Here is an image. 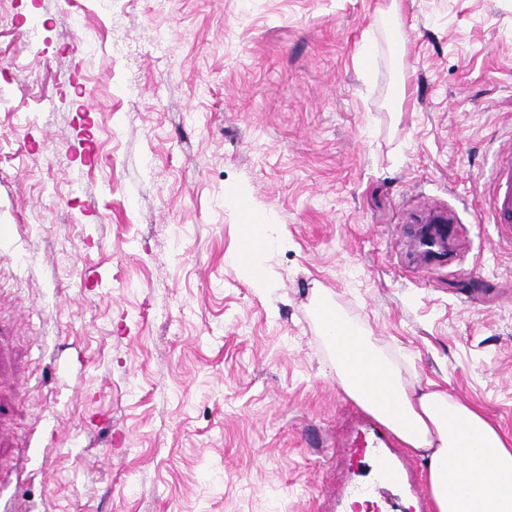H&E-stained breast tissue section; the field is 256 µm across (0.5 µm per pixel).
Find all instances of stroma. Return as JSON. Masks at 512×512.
<instances>
[{"label": "stroma", "mask_w": 512, "mask_h": 512, "mask_svg": "<svg viewBox=\"0 0 512 512\" xmlns=\"http://www.w3.org/2000/svg\"><path fill=\"white\" fill-rule=\"evenodd\" d=\"M9 7L5 504L334 512L330 489L370 471L336 445L354 402L322 296L408 383L512 437V244L480 199L512 137V0ZM435 206L455 258L410 262ZM252 217L282 233L264 293L228 260Z\"/></svg>", "instance_id": "35a3bbf8"}]
</instances>
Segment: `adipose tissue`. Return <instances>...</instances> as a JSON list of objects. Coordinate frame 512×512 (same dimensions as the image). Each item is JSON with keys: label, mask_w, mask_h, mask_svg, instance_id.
I'll list each match as a JSON object with an SVG mask.
<instances>
[{"label": "adipose tissue", "mask_w": 512, "mask_h": 512, "mask_svg": "<svg viewBox=\"0 0 512 512\" xmlns=\"http://www.w3.org/2000/svg\"><path fill=\"white\" fill-rule=\"evenodd\" d=\"M244 233L251 248L232 261L253 288H270L262 262L280 244V227L265 220L245 225ZM321 320L344 393L426 461L435 512H512V443L475 408L439 390L410 388L401 368L334 306L322 304ZM470 449L478 462L459 471Z\"/></svg>", "instance_id": "ef3b65f1"}]
</instances>
